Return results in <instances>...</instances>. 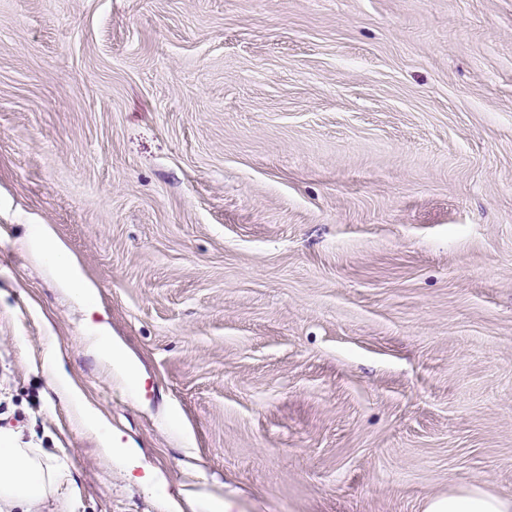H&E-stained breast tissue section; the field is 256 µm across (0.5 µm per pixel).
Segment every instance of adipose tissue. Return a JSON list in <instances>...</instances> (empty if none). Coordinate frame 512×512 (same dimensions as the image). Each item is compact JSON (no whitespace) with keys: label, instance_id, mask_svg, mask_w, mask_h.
I'll return each instance as SVG.
<instances>
[{"label":"adipose tissue","instance_id":"1","mask_svg":"<svg viewBox=\"0 0 512 512\" xmlns=\"http://www.w3.org/2000/svg\"><path fill=\"white\" fill-rule=\"evenodd\" d=\"M85 343L116 374L127 380L135 378L136 364L113 342L105 325H90ZM82 418L97 431L103 454L120 459L127 471H138L137 482L143 491H154L158 485L155 472L142 469L137 455L122 446L111 428L104 426L96 415L86 411ZM66 474L65 462H43L40 449L17 448L0 436V512H39L43 501ZM425 512H512V499L470 485L430 499Z\"/></svg>","mask_w":512,"mask_h":512}]
</instances>
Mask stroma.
Masks as SVG:
<instances>
[{
	"label": "stroma",
	"mask_w": 512,
	"mask_h": 512,
	"mask_svg": "<svg viewBox=\"0 0 512 512\" xmlns=\"http://www.w3.org/2000/svg\"><path fill=\"white\" fill-rule=\"evenodd\" d=\"M0 429L67 463L41 512L511 498L512 0H0ZM28 244L41 253H53L61 256L63 247L58 243L48 226L34 225L31 227ZM55 272L61 280L72 288L80 300L90 306L89 301L94 289L84 280L80 271L72 263L62 262L60 266L55 268ZM84 340L87 347L109 366L111 372L113 369L125 380L135 378L136 364L125 355L119 345L113 342L112 336L104 324L91 323ZM81 416L87 426L97 431L101 450L111 461L113 455L121 460L129 474L137 468H143V475L133 476L144 492L149 493L158 486L157 477L154 471L144 467L137 455L130 449L122 446L120 439L112 433V428L104 426L96 415L85 409L81 410Z\"/></svg>",
	"instance_id": "obj_1"
}]
</instances>
